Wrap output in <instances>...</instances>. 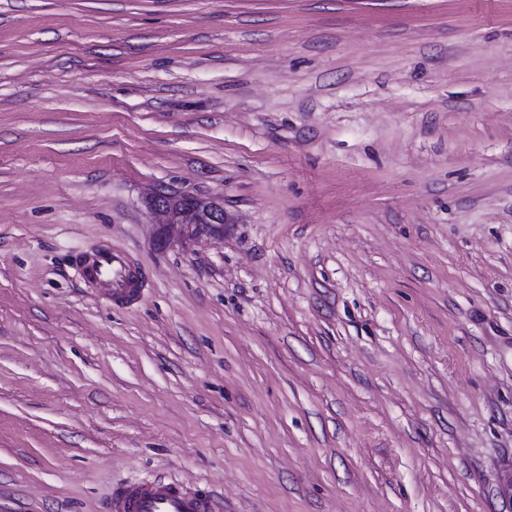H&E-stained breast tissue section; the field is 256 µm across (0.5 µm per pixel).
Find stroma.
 <instances>
[{"label":"stroma","mask_w":512,"mask_h":512,"mask_svg":"<svg viewBox=\"0 0 512 512\" xmlns=\"http://www.w3.org/2000/svg\"><path fill=\"white\" fill-rule=\"evenodd\" d=\"M162 186L223 239L157 244ZM510 471L512 0H0V512H512ZM196 200L197 197L163 187L155 189L146 198V204L151 213L165 218L160 223L164 226L180 225L185 230L190 229L191 234L199 228H205L213 237L221 239L224 236V224H228V218L224 213V207L215 201L207 202L205 215L202 220L198 221L199 223H195L196 221L193 220L192 223L186 224L189 219L177 222L179 210L189 209V215L195 213ZM131 266L125 254L103 249L82 261L79 274L91 285H107L112 302L128 304L135 301L140 292L138 278ZM106 512H220L209 492L156 478L126 484L112 492Z\"/></svg>","instance_id":"1"}]
</instances>
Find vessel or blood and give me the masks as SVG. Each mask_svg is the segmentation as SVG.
I'll return each mask as SVG.
<instances>
[{
    "label": "vessel or blood",
    "mask_w": 512,
    "mask_h": 512,
    "mask_svg": "<svg viewBox=\"0 0 512 512\" xmlns=\"http://www.w3.org/2000/svg\"><path fill=\"white\" fill-rule=\"evenodd\" d=\"M82 279L92 285L104 284L113 302L127 304L140 292L138 278L128 257L103 249L79 267ZM107 512H219V503L210 493L173 480L156 478L118 487L106 507Z\"/></svg>",
    "instance_id": "obj_1"
}]
</instances>
